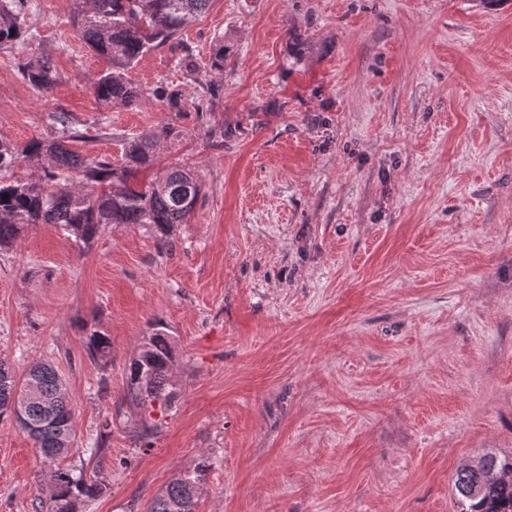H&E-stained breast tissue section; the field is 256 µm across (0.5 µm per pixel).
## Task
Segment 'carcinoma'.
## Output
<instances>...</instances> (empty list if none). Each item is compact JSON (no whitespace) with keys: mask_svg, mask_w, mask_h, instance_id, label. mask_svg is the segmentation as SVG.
<instances>
[{"mask_svg":"<svg viewBox=\"0 0 512 512\" xmlns=\"http://www.w3.org/2000/svg\"><path fill=\"white\" fill-rule=\"evenodd\" d=\"M210 0H81L78 36L110 67L94 82L95 98L106 106H131L142 92L126 72L151 51L169 42L205 12ZM31 0H0V46L23 40V23ZM22 77L40 91L52 89L60 79L52 58L40 54L28 59ZM54 139H32L20 147L0 140V170L22 161L41 165L36 180L0 177V248L13 245L30 224H58L76 241L90 246L108 224H151L162 243L171 228L183 224L195 210L201 185L189 170L173 168L148 189L131 184L135 171L155 163L156 147L172 128L164 126L149 137L123 140L125 165L116 167L105 158H85L67 148L70 141L88 138L67 112L52 115ZM87 353L95 361L110 354L107 336L93 331ZM171 339L158 332L143 343L127 367V397L138 406L171 402L177 392L171 383L174 366ZM36 399L17 409L16 398L29 385ZM14 418L32 437L42 455L55 459L69 452L74 439V409L66 383L56 368L33 364L22 380L0 363V417ZM484 469L460 466L454 480L458 512H512V456L489 452L479 458ZM202 469L173 480L148 504L146 512H197L190 484L201 480ZM103 487L83 475L59 469L52 475L50 512H79L80 505L98 497Z\"/></svg>","mask_w":512,"mask_h":512,"instance_id":"obj_1","label":"carcinoma"}]
</instances>
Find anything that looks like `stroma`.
<instances>
[{"label":"stroma","mask_w":512,"mask_h":512,"mask_svg":"<svg viewBox=\"0 0 512 512\" xmlns=\"http://www.w3.org/2000/svg\"><path fill=\"white\" fill-rule=\"evenodd\" d=\"M76 11L32 0L0 47V138L67 112L72 150L120 166L121 137L170 125L134 182L180 165L202 193L166 249L32 224L0 250V360L53 364L76 408L54 462L0 418V512H47L59 467L104 485L82 512H145L199 466L197 512H456L457 468L512 455V0H211L129 71L128 108L96 100ZM41 52L46 93L21 76ZM159 329L179 397L145 410L126 368ZM21 73L22 77L39 91L52 89L60 79L51 56L43 53L29 58Z\"/></svg>","instance_id":"stroma-1"}]
</instances>
